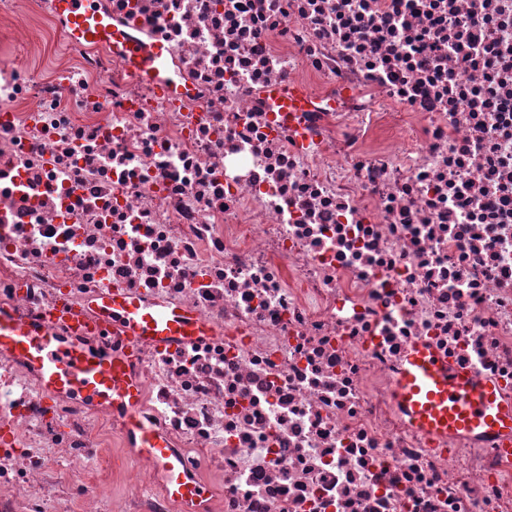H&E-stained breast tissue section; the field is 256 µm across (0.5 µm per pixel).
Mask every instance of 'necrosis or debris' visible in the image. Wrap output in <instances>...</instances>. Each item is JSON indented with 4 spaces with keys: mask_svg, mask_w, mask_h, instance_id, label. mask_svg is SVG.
Returning <instances> with one entry per match:
<instances>
[{
    "mask_svg": "<svg viewBox=\"0 0 512 512\" xmlns=\"http://www.w3.org/2000/svg\"><path fill=\"white\" fill-rule=\"evenodd\" d=\"M0 0V309L100 354L118 290L214 334L138 346L198 512H512V449L410 428V346L512 401V0ZM302 89L300 112L262 91ZM109 404L0 355V512H176ZM85 0H55L57 12L64 15L76 37L91 42L121 44L126 63L139 76L148 81H156L160 74V61L164 48L160 44L129 43L112 30L109 23L98 15L91 14L85 7Z\"/></svg>",
    "mask_w": 512,
    "mask_h": 512,
    "instance_id": "necrosis-or-debris-1",
    "label": "necrosis or debris"
}]
</instances>
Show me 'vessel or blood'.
Segmentation results:
<instances>
[{
  "label": "vessel or blood",
  "instance_id": "b4317fda",
  "mask_svg": "<svg viewBox=\"0 0 512 512\" xmlns=\"http://www.w3.org/2000/svg\"><path fill=\"white\" fill-rule=\"evenodd\" d=\"M75 36L91 42L122 44L126 63L148 81L157 80L164 54L161 45L123 42L101 16L91 14L84 0H55ZM282 111L299 112L305 94L294 89L268 91ZM94 308L102 322L122 326L130 341L121 354L99 356L75 343H64L41 327L18 324L0 313V353L24 359L38 371L48 395L73 393L90 403H108L130 416L129 441L133 451L160 467L164 490L184 512H195L208 496L207 488L193 480L184 460L175 455L153 430L135 421L142 385L132 376L134 342L190 341L208 335L211 327L201 316L177 308L158 311L138 298L121 293L103 295ZM393 402L411 427L433 436L471 437L483 433L512 434V403L500 400L492 384H475L471 377L448 366L424 344L411 347L398 377Z\"/></svg>",
  "mask_w": 512,
  "mask_h": 512
}]
</instances>
